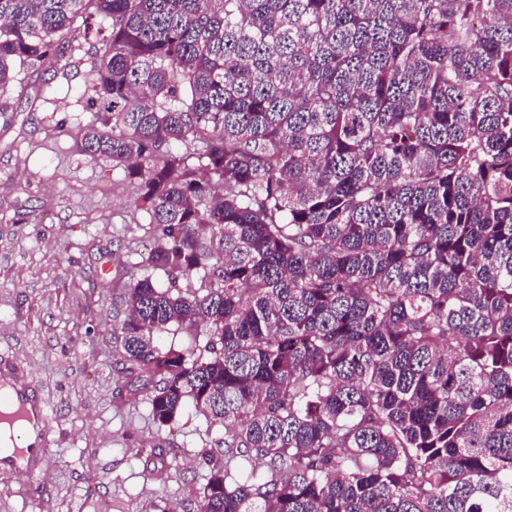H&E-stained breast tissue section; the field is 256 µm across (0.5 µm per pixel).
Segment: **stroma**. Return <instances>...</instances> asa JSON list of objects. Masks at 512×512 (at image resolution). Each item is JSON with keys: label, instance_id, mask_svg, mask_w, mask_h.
Here are the masks:
<instances>
[{"label": "stroma", "instance_id": "obj_1", "mask_svg": "<svg viewBox=\"0 0 512 512\" xmlns=\"http://www.w3.org/2000/svg\"><path fill=\"white\" fill-rule=\"evenodd\" d=\"M57 42L61 60L0 89V355L45 397L53 441L41 474L0 471V512H197L224 429L190 407L154 423L125 371L124 287L166 282L147 266L161 230L122 170L81 150L100 39Z\"/></svg>", "mask_w": 512, "mask_h": 512}]
</instances>
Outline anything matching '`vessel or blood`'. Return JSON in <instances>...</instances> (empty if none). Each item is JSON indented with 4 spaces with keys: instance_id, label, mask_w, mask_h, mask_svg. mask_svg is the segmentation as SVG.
I'll return each instance as SVG.
<instances>
[{
    "instance_id": "vessel-or-blood-1",
    "label": "vessel or blood",
    "mask_w": 512,
    "mask_h": 512,
    "mask_svg": "<svg viewBox=\"0 0 512 512\" xmlns=\"http://www.w3.org/2000/svg\"><path fill=\"white\" fill-rule=\"evenodd\" d=\"M48 409L29 391L13 369L0 367V429L17 433L9 455L0 465L21 474L32 473L49 446Z\"/></svg>"
}]
</instances>
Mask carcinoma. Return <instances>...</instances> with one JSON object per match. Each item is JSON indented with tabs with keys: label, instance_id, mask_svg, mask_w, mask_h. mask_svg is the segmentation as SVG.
I'll list each match as a JSON object with an SVG mask.
<instances>
[{
	"label": "carcinoma",
	"instance_id": "obj_1",
	"mask_svg": "<svg viewBox=\"0 0 512 512\" xmlns=\"http://www.w3.org/2000/svg\"><path fill=\"white\" fill-rule=\"evenodd\" d=\"M79 17L82 151L165 238L124 358L224 425L206 512H512V0H0V88Z\"/></svg>",
	"mask_w": 512,
	"mask_h": 512
}]
</instances>
